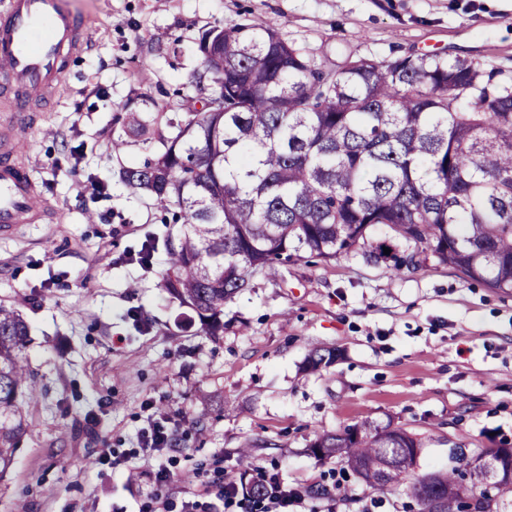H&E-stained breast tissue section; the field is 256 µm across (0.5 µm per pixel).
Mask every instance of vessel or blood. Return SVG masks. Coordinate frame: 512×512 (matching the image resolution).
I'll use <instances>...</instances> for the list:
<instances>
[{
	"label": "vessel or blood",
	"mask_w": 512,
	"mask_h": 512,
	"mask_svg": "<svg viewBox=\"0 0 512 512\" xmlns=\"http://www.w3.org/2000/svg\"><path fill=\"white\" fill-rule=\"evenodd\" d=\"M85 45L83 22L65 0H0V98L10 110L0 131L1 236L54 216L16 156L27 145L32 104L63 84L68 58Z\"/></svg>",
	"instance_id": "obj_1"
}]
</instances>
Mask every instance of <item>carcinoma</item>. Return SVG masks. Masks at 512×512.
Segmentation results:
<instances>
[{
  "instance_id": "carcinoma-1",
  "label": "carcinoma",
  "mask_w": 512,
  "mask_h": 512,
  "mask_svg": "<svg viewBox=\"0 0 512 512\" xmlns=\"http://www.w3.org/2000/svg\"><path fill=\"white\" fill-rule=\"evenodd\" d=\"M199 50L224 102L186 99L150 156L119 177L181 225L164 239L162 288L203 332L224 331V303L275 262L356 250L388 259L372 235L379 225L411 247L399 265L416 266L429 250L512 291V81L431 53L348 55L326 67L263 21L215 26ZM122 126L141 133V113H125ZM29 336L22 312L0 305V473L25 431L19 399L38 394L20 358ZM336 358L335 348L316 346L304 367L319 371ZM419 447L402 429L365 421L318 435L311 453L374 488L409 479L418 512L484 509L471 468L432 484L415 474ZM494 495L497 509L512 499V478L502 475Z\"/></svg>"
}]
</instances>
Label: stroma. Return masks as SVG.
<instances>
[{"mask_svg":"<svg viewBox=\"0 0 512 512\" xmlns=\"http://www.w3.org/2000/svg\"><path fill=\"white\" fill-rule=\"evenodd\" d=\"M90 45L71 56L62 93L34 106L25 162L56 208L50 224L0 237V302L30 326L23 359L42 388L0 474V512H181L226 473L262 472L326 487L301 512H416L406 485H363L310 454L316 436L372 421L422 441L418 473L453 467L451 448L512 442V293L434 256L395 269L352 253L304 255L255 276L224 306V333L204 335L161 286L143 243L171 228L120 180L146 151L112 138L124 112L180 111L200 98L202 33L244 20L272 24L323 65L351 53L471 59L512 75V0H66ZM315 344L333 366L307 372ZM175 445L147 454L156 420ZM251 444L248 459L238 450ZM174 483L154 497L150 473Z\"/></svg>","mask_w":512,"mask_h":512,"instance_id":"stroma-1","label":"stroma"}]
</instances>
